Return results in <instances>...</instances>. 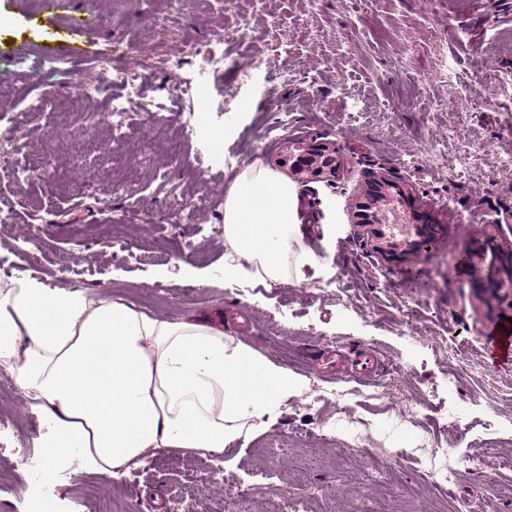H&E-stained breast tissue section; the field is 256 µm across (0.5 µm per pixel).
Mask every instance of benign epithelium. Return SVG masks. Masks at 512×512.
I'll use <instances>...</instances> for the list:
<instances>
[{
	"label": "benign epithelium",
	"mask_w": 512,
	"mask_h": 512,
	"mask_svg": "<svg viewBox=\"0 0 512 512\" xmlns=\"http://www.w3.org/2000/svg\"><path fill=\"white\" fill-rule=\"evenodd\" d=\"M336 142L323 138L310 141L293 142L287 140L286 150L276 160L275 165L290 168L291 172L305 176L307 182H324L329 185L336 181ZM386 197L395 199L402 206H411L416 202L413 188L401 184L390 174L371 172L362 190L352 199L349 206L350 223L357 228L370 248V253L377 259L378 264L391 268L407 262L412 257L433 254L425 241L431 238L427 232V224L419 220L416 226L415 238L409 241L408 247L398 249L382 243L384 233L377 228L383 223L382 215L377 209L378 199ZM472 252L481 256L491 255L490 266L500 270L506 276L509 290L512 291V243L496 239L492 235L473 239Z\"/></svg>",
	"instance_id": "benign-epithelium-1"
}]
</instances>
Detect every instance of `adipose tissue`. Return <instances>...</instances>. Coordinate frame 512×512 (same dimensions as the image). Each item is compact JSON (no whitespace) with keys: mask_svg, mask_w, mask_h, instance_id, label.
Masks as SVG:
<instances>
[{"mask_svg":"<svg viewBox=\"0 0 512 512\" xmlns=\"http://www.w3.org/2000/svg\"><path fill=\"white\" fill-rule=\"evenodd\" d=\"M296 222L295 186L245 164L224 191L225 277L305 287L314 258L293 251ZM0 362L43 428L41 470L78 457L104 480L161 448L224 452L298 392L223 329L29 276L0 282Z\"/></svg>","mask_w":512,"mask_h":512,"instance_id":"ef3b65f1","label":"adipose tissue"}]
</instances>
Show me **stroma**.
Listing matches in <instances>:
<instances>
[{
	"label": "stroma",
	"instance_id": "obj_1",
	"mask_svg": "<svg viewBox=\"0 0 512 512\" xmlns=\"http://www.w3.org/2000/svg\"><path fill=\"white\" fill-rule=\"evenodd\" d=\"M100 25L84 34L94 59L59 51L67 73L43 87L63 107L62 131L47 138L46 117L27 113L16 156L0 141V158L48 159L51 179L0 172V204L14 206L0 223V268L34 257L38 278L51 288H85L121 296L172 320L192 317L223 327L226 335L288 369L302 394L283 403L270 430L232 444L222 459L162 449L127 474L100 481L71 468L62 499L81 497L80 512H180L195 484L204 489L190 512H208L216 497L248 498L249 512H275L283 498L303 500L306 512H512V365L487 355L489 326L512 318V305L495 288L477 289L464 262L470 245L458 225L486 227L512 240V128L502 103L512 100V0H74ZM69 7L57 0H0V58L16 43L50 41ZM222 40L252 66L242 81L213 72L202 79L210 106L204 121L222 125L225 156L213 160L201 138H184V113L151 120L131 106L120 131L94 127L103 98L80 88L96 75L95 61H123L149 92L178 86L196 72L185 42ZM180 59L177 70L160 56ZM447 64L453 82L436 78ZM459 138L446 145L449 128ZM90 135L112 149L82 166L72 146ZM322 136L340 148L335 185L297 182L296 251L316 258L305 267L308 285L291 288L197 281L224 266V188L246 163L272 167L283 137ZM441 144L431 157L429 144ZM480 162L460 171L463 153ZM410 183L434 227L437 248L427 260L391 271L375 264L348 209L371 170ZM168 173L180 199L205 201L196 223L165 220L170 200L159 187ZM132 182V194L118 185ZM446 340L468 355L473 373L448 381V357L434 348ZM387 373L390 401L404 402L413 421L395 431L386 412L366 405L357 374L369 359ZM354 388L353 410L370 424L368 440L394 434L399 445L435 435L444 419L466 429L457 448L492 442L485 467L440 491L408 459L380 482L367 480L369 451L347 452L343 440L325 441L321 420L335 403L309 409L312 393ZM17 389L0 391V469L9 488L0 512H12L29 467L17 441L35 443L40 426ZM269 473L262 493L247 490ZM335 489L327 498L323 489Z\"/></svg>",
	"mask_w": 512,
	"mask_h": 512
}]
</instances>
